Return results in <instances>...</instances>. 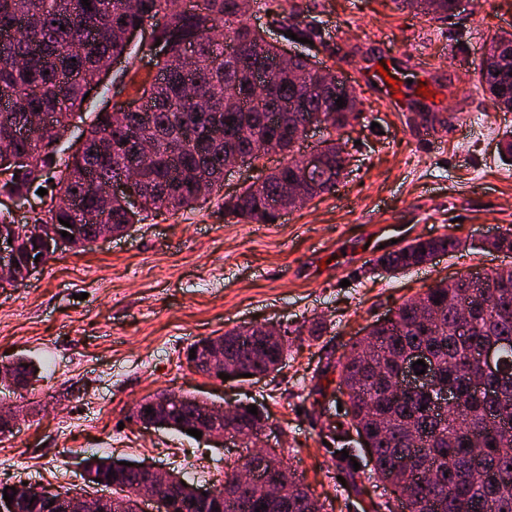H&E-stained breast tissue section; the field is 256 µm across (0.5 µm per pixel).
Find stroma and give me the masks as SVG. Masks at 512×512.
I'll return each mask as SVG.
<instances>
[{"label": "stroma", "mask_w": 512, "mask_h": 512, "mask_svg": "<svg viewBox=\"0 0 512 512\" xmlns=\"http://www.w3.org/2000/svg\"><path fill=\"white\" fill-rule=\"evenodd\" d=\"M285 7L320 39L296 45L260 14L252 25L348 77L361 100V119L346 133L348 177L276 223L246 224L224 213L225 197L257 178L239 166L202 206L152 215L125 236L59 253L0 288V355L39 367L29 385L0 386V402L20 415L0 435V485L77 488L79 464L91 455L214 483L237 448L128 419L137 401L168 389L262 407L277 430L267 444L283 449L324 512H404L390 488L371 479L357 438L333 434L336 365L370 325L436 281L512 266L511 253L483 247L512 229V165L497 149L512 112L495 110L478 84L491 41L512 32V0H462L442 18L403 9L400 0ZM384 57L428 72L442 111H386L359 77ZM151 61L148 44L135 38L84 112L134 98ZM444 236L465 248L397 273L376 264L396 246ZM318 321L321 335H310ZM253 323L286 328L278 372L223 383L188 365L194 342ZM353 469L356 485H342Z\"/></svg>", "instance_id": "1"}]
</instances>
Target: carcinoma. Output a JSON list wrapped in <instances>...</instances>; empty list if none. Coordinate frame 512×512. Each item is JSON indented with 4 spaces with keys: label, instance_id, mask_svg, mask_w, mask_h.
I'll return each instance as SVG.
<instances>
[{
    "label": "carcinoma",
    "instance_id": "obj_1",
    "mask_svg": "<svg viewBox=\"0 0 512 512\" xmlns=\"http://www.w3.org/2000/svg\"><path fill=\"white\" fill-rule=\"evenodd\" d=\"M0 0V136L25 125L41 113L54 117L65 130L86 100L100 86L112 59L125 53L121 33L136 26L154 28L168 46L156 62V75L136 90L137 99L125 106L95 112L86 128L84 150L60 156L59 133L45 131L17 143L11 154L0 153V183L16 193L43 186L46 169L70 172L63 195L77 199L99 219L121 232L134 224L122 203L104 201L101 187L122 177L128 154L146 143L148 162L135 188L144 198L145 213L177 212L196 205L204 194L200 183L222 187L224 170L235 156L250 152L251 142L239 136L248 129L286 157L271 169L259 187H245L224 211L248 224H270L276 215L269 201L293 177V148L303 132L306 111L321 112L330 126L322 152L327 169L311 179L309 198L336 191V177L344 163L336 136L346 113L332 108L325 88L307 103L296 101L294 80L284 68L271 78L266 97L251 99L255 72L277 54L276 45L253 30L248 18L254 6L271 0ZM404 7L425 15L447 14L455 0H401ZM236 41L241 51L224 58V41ZM192 57L185 59L186 51ZM49 74H44V71ZM479 83L493 107L512 112V76L491 68L479 69ZM71 224L84 216L58 206L38 224ZM462 242L453 237L416 240L377 258L395 271L428 262L436 252L454 253ZM491 288L462 277L447 288H428L419 299L404 302L385 324L371 328L355 341L338 362V392L345 397L351 419L346 424L364 434L372 449V472L404 496L406 512H512V267L486 274ZM454 294L469 308L467 335L457 333L458 322L448 307ZM498 344L502 371L485 376L487 390L475 395L469 381L479 375L470 351ZM426 347L444 365L443 381L456 387L459 402L441 418L424 391L399 396L391 385L402 356ZM288 345L266 346L258 369L276 370ZM21 384L35 377V366L21 357L13 364ZM196 411V397L181 393L179 404L161 417L166 429L182 435ZM87 470L98 478L113 471L104 457L87 458ZM264 469L290 472L283 449L255 460ZM264 494L256 488L229 491L224 512H269L261 507ZM286 512H321L307 491L288 494Z\"/></svg>",
    "mask_w": 512,
    "mask_h": 512
}]
</instances>
